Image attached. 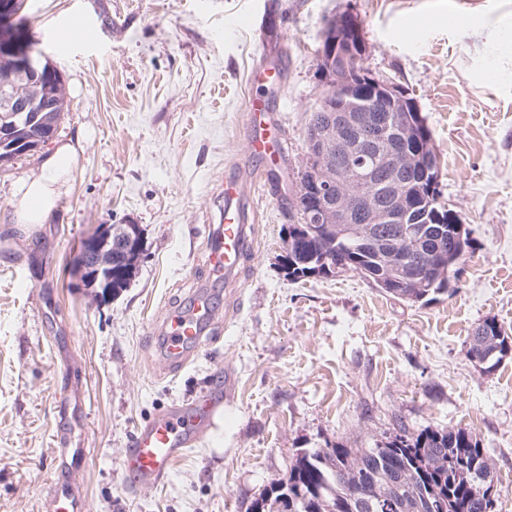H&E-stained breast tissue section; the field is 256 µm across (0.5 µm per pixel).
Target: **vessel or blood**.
<instances>
[{
    "mask_svg": "<svg viewBox=\"0 0 512 512\" xmlns=\"http://www.w3.org/2000/svg\"><path fill=\"white\" fill-rule=\"evenodd\" d=\"M246 141L250 152L265 161L266 168L278 167L285 148L273 131V114L257 97L250 98ZM224 211L220 224L208 239L206 264L214 274L232 282L252 249L251 226L254 212L245 202L242 185L225 180ZM214 320L211 294L193 295L189 307L167 309L161 324L166 363L182 368L194 353L210 342L206 331ZM214 404L207 397L198 398L189 408L156 415L142 426L123 464L129 478L139 486H155L171 472L196 438L197 429L207 427ZM78 499L68 486H51L49 512H77Z\"/></svg>",
    "mask_w": 512,
    "mask_h": 512,
    "instance_id": "obj_1",
    "label": "vessel or blood"
}]
</instances>
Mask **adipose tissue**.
Here are the masks:
<instances>
[{"label":"adipose tissue","mask_w":512,"mask_h":512,"mask_svg":"<svg viewBox=\"0 0 512 512\" xmlns=\"http://www.w3.org/2000/svg\"><path fill=\"white\" fill-rule=\"evenodd\" d=\"M76 155L74 144H59L45 157L39 172L23 183L19 211L22 223L34 225L47 219L62 193Z\"/></svg>","instance_id":"obj_1"}]
</instances>
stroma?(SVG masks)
<instances>
[{
	"label": "stroma",
	"instance_id": "obj_1",
	"mask_svg": "<svg viewBox=\"0 0 512 512\" xmlns=\"http://www.w3.org/2000/svg\"><path fill=\"white\" fill-rule=\"evenodd\" d=\"M343 12L362 27V68L416 100L440 201L471 241L453 294L430 303L352 271L296 281L285 266L322 31ZM22 13L65 87L55 140L80 149L33 226L18 221L16 187L50 146L0 167V512H47L50 485L68 480L79 512H250L298 450L372 448L400 424L472 432L501 483L496 512H512V360L486 373L466 358L482 319L512 334V0H24ZM274 58L283 82L249 84ZM253 93L270 99L286 147L261 182L245 139ZM228 174L256 214L233 288L205 264ZM94 224L142 230L136 273L107 300L73 264ZM198 289L218 335L171 375L154 331ZM203 394L216 427L162 485L133 486L123 459L139 428ZM60 422L70 471L52 459Z\"/></svg>",
	"mask_w": 512,
	"mask_h": 512
}]
</instances>
